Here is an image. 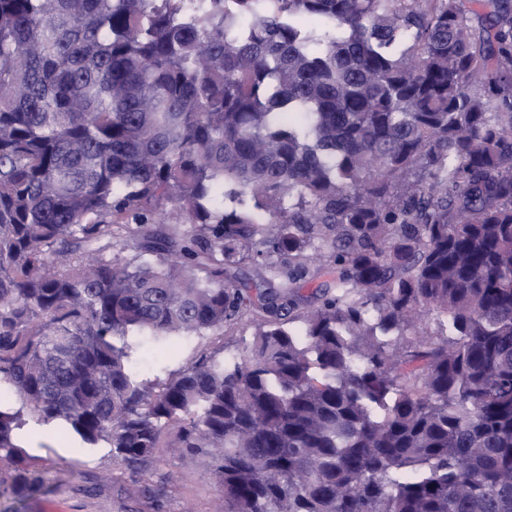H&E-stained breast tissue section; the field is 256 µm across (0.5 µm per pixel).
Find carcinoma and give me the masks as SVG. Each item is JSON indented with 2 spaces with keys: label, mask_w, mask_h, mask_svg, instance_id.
Masks as SVG:
<instances>
[{
  "label": "carcinoma",
  "mask_w": 512,
  "mask_h": 512,
  "mask_svg": "<svg viewBox=\"0 0 512 512\" xmlns=\"http://www.w3.org/2000/svg\"><path fill=\"white\" fill-rule=\"evenodd\" d=\"M33 426L224 512H512V0H0V487ZM253 331L251 326H242L224 336L182 339L168 347L158 362L147 359L139 365V373L151 380L156 377L165 379L170 373L177 372L201 353L215 355L218 359L231 357L240 352L252 339Z\"/></svg>",
  "instance_id": "1"
}]
</instances>
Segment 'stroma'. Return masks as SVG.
<instances>
[{"label":"stroma","mask_w":512,"mask_h":512,"mask_svg":"<svg viewBox=\"0 0 512 512\" xmlns=\"http://www.w3.org/2000/svg\"><path fill=\"white\" fill-rule=\"evenodd\" d=\"M243 326L222 336L183 339L157 361L139 365L145 378H167L196 356L228 358L251 340ZM28 450L39 457L25 486L0 490V512H222L221 485L198 458L160 448L146 471L134 473L107 449L77 447L72 436L31 431Z\"/></svg>","instance_id":"35a3bbf8"}]
</instances>
